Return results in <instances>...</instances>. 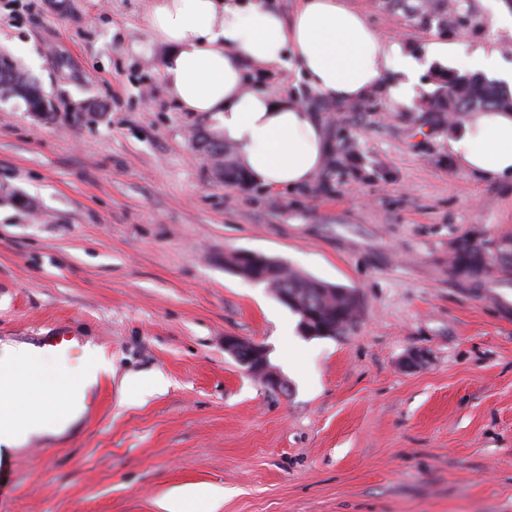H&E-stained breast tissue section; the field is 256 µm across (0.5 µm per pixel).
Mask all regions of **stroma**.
I'll return each instance as SVG.
<instances>
[{"label": "stroma", "instance_id": "stroma-1", "mask_svg": "<svg viewBox=\"0 0 512 512\" xmlns=\"http://www.w3.org/2000/svg\"><path fill=\"white\" fill-rule=\"evenodd\" d=\"M346 4L416 57L458 44L450 71L478 47L512 66V0H457L468 23L443 33ZM150 5L0 0V52L38 55L56 111L0 100V342L64 324L112 358L91 415L0 458V512H161L188 485L222 491L216 512H512V272L448 275L459 240L512 235V178L469 174L450 147L468 113L426 111L429 69L409 108L384 90L327 102L292 67L255 76L318 115L329 153L292 191L227 186L193 137L214 120L165 88ZM242 250L353 289L356 322L299 333L225 267ZM229 335L264 345L287 393ZM147 375L166 385L141 398L125 381ZM224 349L247 373L258 376L267 389L279 393L288 391L287 380L271 366L268 360V352L263 345L246 341L237 336H226Z\"/></svg>", "mask_w": 512, "mask_h": 512}]
</instances>
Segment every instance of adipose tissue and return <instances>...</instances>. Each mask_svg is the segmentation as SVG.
<instances>
[{
    "label": "adipose tissue",
    "instance_id": "obj_1",
    "mask_svg": "<svg viewBox=\"0 0 512 512\" xmlns=\"http://www.w3.org/2000/svg\"><path fill=\"white\" fill-rule=\"evenodd\" d=\"M149 29L167 48L161 75L175 103L210 115L247 173L274 189L312 181L329 144L318 116L296 98L250 89L247 68L293 61L326 101L348 104L385 89L402 106L411 105L421 69L398 43L382 41L344 0H301L288 21L266 0H153ZM451 147L469 173L490 181L512 176V113H472ZM42 361L34 345H0V370L15 376L9 396H0V447H20L34 434L62 433L79 416L73 410L56 418L55 396L32 402L40 384L20 377L19 370Z\"/></svg>",
    "mask_w": 512,
    "mask_h": 512
}]
</instances>
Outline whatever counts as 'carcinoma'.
Segmentation results:
<instances>
[{
  "label": "carcinoma",
  "mask_w": 512,
  "mask_h": 512,
  "mask_svg": "<svg viewBox=\"0 0 512 512\" xmlns=\"http://www.w3.org/2000/svg\"><path fill=\"white\" fill-rule=\"evenodd\" d=\"M385 4L395 12H402L411 24L419 27H435L445 32L449 24L461 22V16L448 4V0H385ZM437 82L436 95L429 101L430 109L435 112L452 114L491 108L512 110V97L494 81L457 72L452 75L440 73ZM0 98H20L33 115L45 120L53 116L52 102L42 87L4 54H0ZM196 137L217 172L225 169L241 183L249 180L246 172L237 166L232 146L213 133L200 131ZM499 252L500 248L487 241H467L462 249L453 253L449 265L478 278L488 273L490 267L511 271L512 262L502 261ZM240 276L267 287L287 289L288 308L301 318L305 311H315L316 316L310 318L309 326L317 337L324 333L336 336L346 333L358 315L359 303L353 290L324 283L282 261L266 265L256 272L243 271Z\"/></svg>",
  "instance_id": "1"
}]
</instances>
